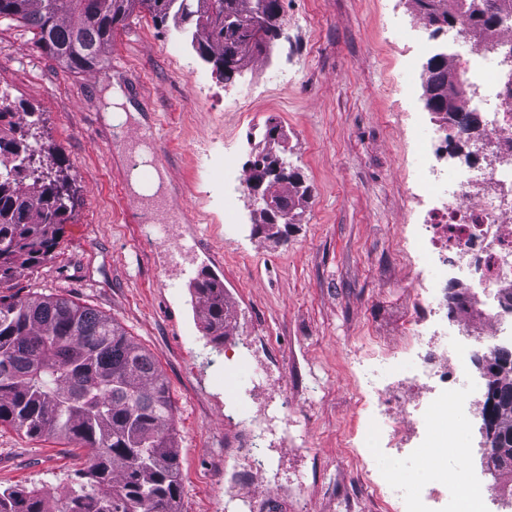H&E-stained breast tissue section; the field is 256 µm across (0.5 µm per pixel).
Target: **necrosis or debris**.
I'll use <instances>...</instances> for the list:
<instances>
[{
    "label": "necrosis or debris",
    "instance_id": "4bbe7bcc",
    "mask_svg": "<svg viewBox=\"0 0 512 512\" xmlns=\"http://www.w3.org/2000/svg\"><path fill=\"white\" fill-rule=\"evenodd\" d=\"M457 28L458 37L443 45L432 34L424 40L411 30L403 35L410 67L430 54L447 55L465 91L460 107L466 123L451 125L423 112L404 117L414 168L406 193L421 222L420 232L407 243L418 267L410 286L419 313L404 324L414 335V350L405 357L385 356L362 375V385L378 409L372 419L374 437L394 447L400 446L418 408L414 391L436 382L449 399L466 393L471 362L481 348L444 343L434 328L444 311L475 325L490 344L497 316L482 309L481 295L492 290L501 298L512 297V106L501 104L512 13L504 14L494 37L481 42L466 36L465 15H458ZM477 132L493 142L496 158L483 161L474 154L448 161V141ZM461 265L474 288L464 298L456 297L450 278Z\"/></svg>",
    "mask_w": 512,
    "mask_h": 512
}]
</instances>
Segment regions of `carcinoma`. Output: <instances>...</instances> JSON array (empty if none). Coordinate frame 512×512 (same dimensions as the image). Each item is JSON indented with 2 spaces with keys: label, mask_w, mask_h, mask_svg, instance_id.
I'll use <instances>...</instances> for the list:
<instances>
[{
  "label": "carcinoma",
  "mask_w": 512,
  "mask_h": 512,
  "mask_svg": "<svg viewBox=\"0 0 512 512\" xmlns=\"http://www.w3.org/2000/svg\"><path fill=\"white\" fill-rule=\"evenodd\" d=\"M420 16L436 31L455 21L458 0H417ZM474 36L489 37L502 6L512 0H464ZM156 23L195 26L193 40L224 81L252 52L242 26L266 16L267 34L278 29L280 0H0V18L21 22L37 46L68 70L103 68L114 27L136 9ZM429 84L448 89L447 59L428 62ZM47 148L42 120L18 125L0 139V288L15 272L41 265L55 252L75 204L74 177L54 158L33 167L26 152ZM270 187L288 221L308 196L298 173ZM193 295L208 335L224 338L233 320L216 278L196 281ZM498 425L512 440V382L499 393ZM174 406L153 355L110 317L61 296L0 294V425L31 438L59 439L88 449V466L54 501L25 487L0 489V512H178L179 452Z\"/></svg>",
  "instance_id": "obj_1"
}]
</instances>
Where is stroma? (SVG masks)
Here are the masks:
<instances>
[{"label":"stroma","mask_w":512,"mask_h":512,"mask_svg":"<svg viewBox=\"0 0 512 512\" xmlns=\"http://www.w3.org/2000/svg\"><path fill=\"white\" fill-rule=\"evenodd\" d=\"M414 19L407 0H281L294 39L274 38L247 58L252 118L224 97V81L173 27L137 11L112 35L104 69L71 72L36 46L18 21L0 19V87L18 112L35 111L44 138L71 168L78 199L51 259L19 270L13 292L62 295L112 317L149 350L174 404L180 512H381L372 482L403 474L390 492L429 491L466 470L484 474L472 401L453 418L466 460L433 468L408 448L353 447L364 416L362 366L405 355L415 269L396 242L407 222L401 162L405 133L388 86L401 75L394 18ZM129 129L155 124L166 139L159 194L189 221L151 233L157 216L123 199L124 168L137 142L113 132L112 89ZM149 108H142L141 99ZM282 127L285 159L310 193L286 239L254 234L224 209V143L240 163L255 134ZM214 274L234 311L224 339L197 315L190 281ZM236 401L242 415L225 417ZM264 432L268 463L255 469L240 445ZM87 467L86 449L27 437L0 425V488L61 496Z\"/></svg>","instance_id":"35a3bbf8"}]
</instances>
